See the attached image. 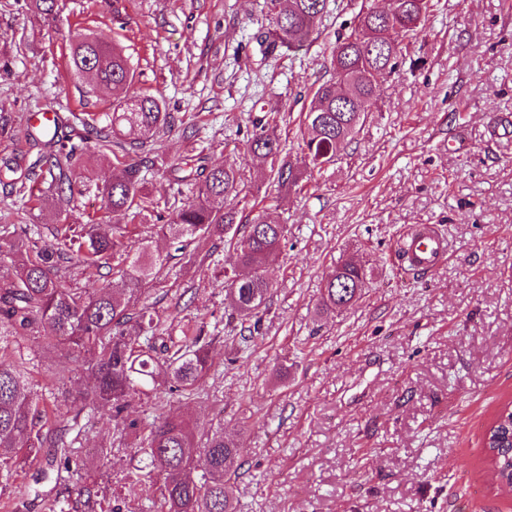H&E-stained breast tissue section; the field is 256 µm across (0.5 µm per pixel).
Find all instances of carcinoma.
Instances as JSON below:
<instances>
[{
    "label": "carcinoma",
    "instance_id": "cac0c4a2",
    "mask_svg": "<svg viewBox=\"0 0 512 512\" xmlns=\"http://www.w3.org/2000/svg\"><path fill=\"white\" fill-rule=\"evenodd\" d=\"M397 14L388 17L375 8L361 10L348 31L336 37L330 56L333 77L312 90L302 123L307 133L303 161H292L277 128L280 113L268 112L253 124L248 147L267 170L279 193L302 190L305 168L318 167L319 158L336 157L361 122V108L376 96L381 78L399 73L403 40L421 29L433 8L432 0H396ZM326 0H268L273 28L264 32L268 47L302 49L319 29ZM73 67L96 85L119 87L133 81L134 70L122 51L98 36L75 41ZM82 128L80 143L60 144L46 160L49 179L44 195L71 199L73 184L65 169L83 144L95 140L102 154L113 155L112 181L102 195L105 208L120 222L58 224L53 241L38 244L18 234L17 225L0 224V258L12 270L0 277V346L15 336H34L47 349L63 347L76 353L78 367L93 384L74 398L75 416L108 407L112 420L138 435L141 465L131 477L142 483L157 475L163 480L165 512H235L227 476L239 445L224 424L199 426L174 413L160 414L139 425L126 422V413L142 397L164 390L201 397L210 375L209 337L186 328L182 336L142 302L144 285L155 278L167 257L152 250L142 235L146 213L157 202L144 193L140 173L145 158L133 154L155 140L171 123V113L151 95L113 105L112 137L101 135L88 113L73 116ZM248 194L241 173L232 164L206 170L196 199L172 210L165 229L176 250L187 253L194 244L219 239L227 246L224 284L231 314L259 317L267 309L272 284L265 268L278 258L285 229L255 210L246 235L234 236L238 205ZM78 268L87 283H95L107 266L123 287L80 288L67 284L69 267ZM365 268L353 260L336 263L324 281L319 312L350 305L365 286ZM44 411L27 369L17 361L0 360V477L9 479L40 449H57L65 467L73 461L67 442L46 430ZM493 478L498 488L512 492V409L504 408L485 435Z\"/></svg>",
    "mask_w": 512,
    "mask_h": 512
}]
</instances>
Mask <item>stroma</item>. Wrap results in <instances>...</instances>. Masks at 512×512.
<instances>
[{"label":"stroma","mask_w":512,"mask_h":512,"mask_svg":"<svg viewBox=\"0 0 512 512\" xmlns=\"http://www.w3.org/2000/svg\"><path fill=\"white\" fill-rule=\"evenodd\" d=\"M265 0H57L45 17L26 0H0V162L26 170L53 153L25 137L32 114L111 112L118 92L90 89L69 63L79 35L123 47L135 71L131 94L162 98L174 117L152 153L145 190L171 203L193 200L199 181L178 185L169 168L233 163L250 197L285 227L262 328L247 349L225 311L223 242L204 264L175 252L160 220L145 230L168 262L144 297L173 322L211 336L205 401L167 395V411L241 434L231 480L237 512H512L494 490L484 436L512 400V0H435L418 35L406 39L397 76L380 80L369 114L334 165L307 170L300 193L277 194L246 146L253 121L277 108L291 156L305 148L300 114L328 79L338 32L373 0H327L320 32L288 54L259 44L271 19ZM71 200H29L0 185V224L52 239L53 225L111 223L100 193L111 158L74 162ZM443 232L450 250L430 272L403 273V240L415 228ZM363 265L353 307L318 313L338 258ZM39 403L77 393L85 373L58 383L60 352L20 336ZM84 462L58 470L41 449L0 483V512H50L65 489L95 483L123 512H162L161 480L134 486L140 458L109 412L72 418ZM111 448L98 459L96 449Z\"/></svg>","instance_id":"stroma-1"}]
</instances>
